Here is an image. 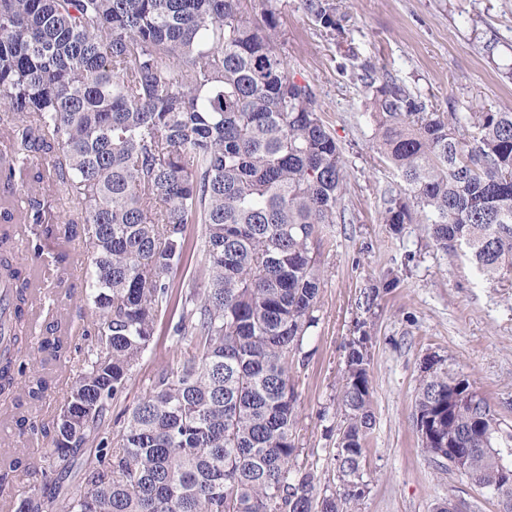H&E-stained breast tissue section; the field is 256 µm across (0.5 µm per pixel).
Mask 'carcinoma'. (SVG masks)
Here are the masks:
<instances>
[{
    "instance_id": "obj_1",
    "label": "carcinoma",
    "mask_w": 512,
    "mask_h": 512,
    "mask_svg": "<svg viewBox=\"0 0 512 512\" xmlns=\"http://www.w3.org/2000/svg\"><path fill=\"white\" fill-rule=\"evenodd\" d=\"M326 31L334 0H301ZM272 8L241 0H0V281L11 289V334L0 384L37 457L0 454V485L33 479L45 512H357L374 425L369 355L351 345L341 385L334 461L343 491L290 478L298 451L288 357L300 349L321 288L314 245L336 223L345 171L316 93L288 71ZM378 153L403 186L383 223L427 225L435 245L462 251L490 283L512 281V109L442 112L364 63ZM49 159L36 167L34 155ZM61 185L72 218L49 224L47 191ZM10 224L46 240L83 236L85 353L52 424L29 408L46 399L50 360L69 357L59 327L39 339L33 298ZM191 224L205 264L173 297ZM180 356L160 365L124 420L112 403L149 349L161 316ZM429 455L474 448L464 478L490 488L502 444L488 400L434 370L415 398ZM79 489L57 491L85 445Z\"/></svg>"
}]
</instances>
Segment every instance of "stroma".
Instances as JSON below:
<instances>
[{"label": "stroma", "instance_id": "stroma-1", "mask_svg": "<svg viewBox=\"0 0 512 512\" xmlns=\"http://www.w3.org/2000/svg\"><path fill=\"white\" fill-rule=\"evenodd\" d=\"M275 8L289 71L315 89L320 116L345 160L344 222L332 225L317 254L323 283L300 353L289 359L297 395V469L320 489L340 491L333 456L340 389L351 342L366 339L374 426L363 461L360 512H499L495 496L454 474L437 473L413 420L429 368L448 371L485 396L512 427V288L483 281L463 256L438 249L424 225L393 233L381 214L401 182L374 149L366 98L352 88L365 62L419 89L440 108L467 112L512 107V0H335L340 32L327 33L300 0H243L249 18ZM496 38L498 53L481 50ZM58 247L45 249L44 291L55 316L81 324L84 303L52 287ZM176 353L166 320L113 414L135 406L158 366Z\"/></svg>", "mask_w": 512, "mask_h": 512}]
</instances>
